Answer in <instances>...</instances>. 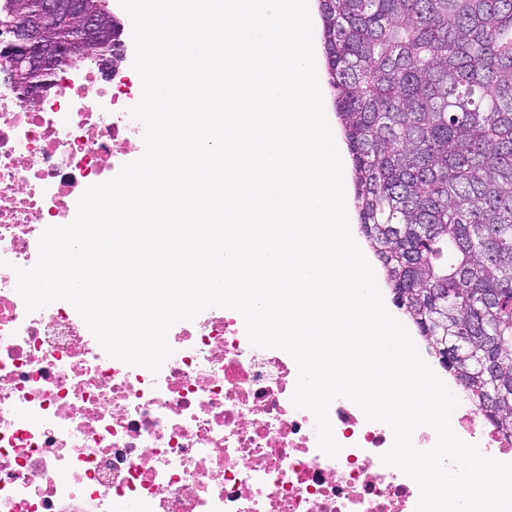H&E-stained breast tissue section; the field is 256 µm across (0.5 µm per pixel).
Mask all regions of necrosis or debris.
Wrapping results in <instances>:
<instances>
[{"label": "necrosis or debris", "mask_w": 512, "mask_h": 512, "mask_svg": "<svg viewBox=\"0 0 512 512\" xmlns=\"http://www.w3.org/2000/svg\"><path fill=\"white\" fill-rule=\"evenodd\" d=\"M97 74L63 73L36 108L0 81V512H415L416 483L380 460L390 428L336 399L342 450L322 453L291 402L294 360L251 346L237 311L176 323L156 374L109 357L68 302L27 312L15 270L43 231L144 152L129 92ZM451 424L512 462V436L468 399Z\"/></svg>", "instance_id": "4bbe7bcc"}]
</instances>
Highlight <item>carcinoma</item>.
<instances>
[{
  "instance_id": "obj_1",
  "label": "carcinoma",
  "mask_w": 512,
  "mask_h": 512,
  "mask_svg": "<svg viewBox=\"0 0 512 512\" xmlns=\"http://www.w3.org/2000/svg\"><path fill=\"white\" fill-rule=\"evenodd\" d=\"M359 228L403 311L512 433V0H320Z\"/></svg>"
}]
</instances>
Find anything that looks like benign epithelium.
I'll return each instance as SVG.
<instances>
[{"mask_svg":"<svg viewBox=\"0 0 512 512\" xmlns=\"http://www.w3.org/2000/svg\"><path fill=\"white\" fill-rule=\"evenodd\" d=\"M68 21L76 35L64 40L44 18ZM8 39L0 40V69L7 73L21 103L40 106L57 83L49 76L92 57L112 74L124 61V26L99 0H40V13L18 5L11 12Z\"/></svg>","mask_w":512,"mask_h":512,"instance_id":"benign-epithelium-1","label":"benign epithelium"}]
</instances>
